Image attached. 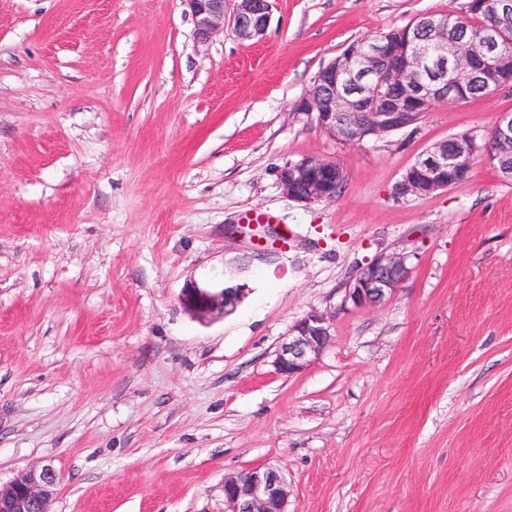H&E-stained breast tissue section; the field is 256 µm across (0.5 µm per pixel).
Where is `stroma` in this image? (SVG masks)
Listing matches in <instances>:
<instances>
[{
	"instance_id": "35a3bbf8",
	"label": "stroma",
	"mask_w": 512,
	"mask_h": 512,
	"mask_svg": "<svg viewBox=\"0 0 512 512\" xmlns=\"http://www.w3.org/2000/svg\"><path fill=\"white\" fill-rule=\"evenodd\" d=\"M465 0H274L259 42H199L183 0H0V483L58 476L51 512H224V477L273 465L288 512H512V181L395 191L433 144H484L512 89L416 128L335 142L296 104L353 41ZM344 187L299 203L288 162ZM267 211L253 259L226 225ZM411 269L346 303L382 254ZM247 283L200 322L187 279ZM333 317L303 372L293 323ZM278 179L288 198L305 204L334 199L336 187L341 183L339 193L344 182L343 171L336 161L314 156L287 163ZM409 274L405 256L382 254L355 275L346 288L345 300L354 307L375 306L395 294ZM332 339L331 316L318 311L306 314L293 324L277 351L276 372L287 377L301 373L330 346Z\"/></svg>"
}]
</instances>
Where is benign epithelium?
<instances>
[{"label":"benign epithelium","instance_id":"1","mask_svg":"<svg viewBox=\"0 0 512 512\" xmlns=\"http://www.w3.org/2000/svg\"><path fill=\"white\" fill-rule=\"evenodd\" d=\"M194 22L198 41L205 43L231 25L243 42L262 38L268 28L273 0H182ZM486 7L496 25L471 38L457 34V12L423 15L397 33L374 38L364 47L345 49L315 76L295 110L317 127L346 144L416 126L424 108L436 103L459 104L467 89L477 86L492 94L512 86V52L500 47L512 29V0H470ZM436 63L435 74L412 81ZM381 79L386 91L372 88ZM476 147L464 136L437 142L404 171L396 186L402 196L429 197L464 183L472 171ZM482 155L500 176L512 180V112L498 116ZM343 171L336 161L306 157L287 163L279 172L282 192L300 203L330 201ZM231 235L257 241L255 258L270 251L262 243L274 236L269 224H231ZM410 268L405 256L382 254L351 280L345 300L355 307L375 306L397 292ZM248 291L245 283L204 286L187 280L179 295L184 310L203 322L233 311ZM333 339L332 318L312 311L297 320L276 353L278 374L293 376L317 359ZM57 473L44 464L33 467L6 485H0V512H49L56 494ZM288 481L274 467L255 468L224 477V512H286Z\"/></svg>","mask_w":512,"mask_h":512}]
</instances>
